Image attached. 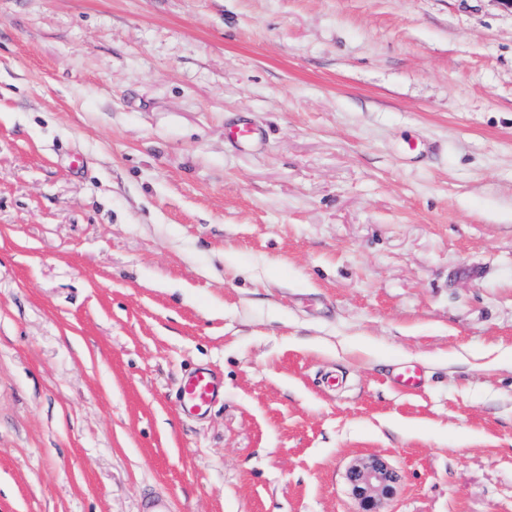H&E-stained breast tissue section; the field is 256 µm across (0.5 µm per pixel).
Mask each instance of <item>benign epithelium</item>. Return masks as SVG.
Returning <instances> with one entry per match:
<instances>
[{
	"label": "benign epithelium",
	"mask_w": 512,
	"mask_h": 512,
	"mask_svg": "<svg viewBox=\"0 0 512 512\" xmlns=\"http://www.w3.org/2000/svg\"><path fill=\"white\" fill-rule=\"evenodd\" d=\"M349 488L360 502L361 512H381L382 502L396 491L398 472L378 457H361L346 473Z\"/></svg>",
	"instance_id": "benign-epithelium-1"
}]
</instances>
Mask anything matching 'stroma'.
Masks as SVG:
<instances>
[{"label": "stroma", "mask_w": 512, "mask_h": 512, "mask_svg": "<svg viewBox=\"0 0 512 512\" xmlns=\"http://www.w3.org/2000/svg\"><path fill=\"white\" fill-rule=\"evenodd\" d=\"M364 456L512 512V10L0 0V512H359ZM224 395V379L214 370L199 367L179 385V406L188 415L202 417Z\"/></svg>", "instance_id": "1"}]
</instances>
